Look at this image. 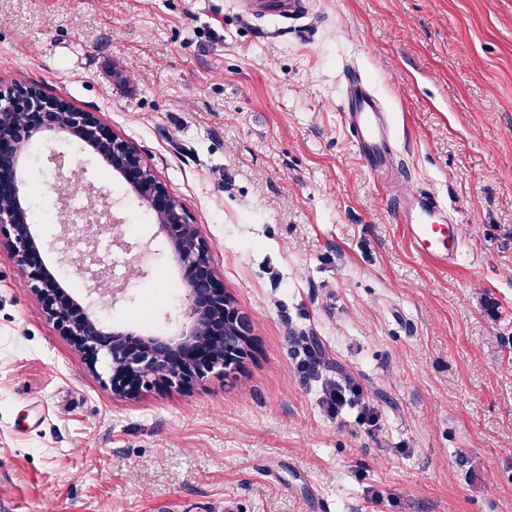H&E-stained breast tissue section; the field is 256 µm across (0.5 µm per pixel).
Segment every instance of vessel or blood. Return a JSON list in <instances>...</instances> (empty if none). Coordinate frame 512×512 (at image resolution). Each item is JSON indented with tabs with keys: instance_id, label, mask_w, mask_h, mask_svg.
<instances>
[{
	"instance_id": "b4317fda",
	"label": "vessel or blood",
	"mask_w": 512,
	"mask_h": 512,
	"mask_svg": "<svg viewBox=\"0 0 512 512\" xmlns=\"http://www.w3.org/2000/svg\"><path fill=\"white\" fill-rule=\"evenodd\" d=\"M344 120L354 150L371 173H381L395 152L392 131L380 101L360 80L350 82ZM446 214L431 193H416L402 205L406 239L419 256L434 265L448 264L458 251L459 241L444 222Z\"/></svg>"
}]
</instances>
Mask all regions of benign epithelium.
<instances>
[{
  "mask_svg": "<svg viewBox=\"0 0 512 512\" xmlns=\"http://www.w3.org/2000/svg\"><path fill=\"white\" fill-rule=\"evenodd\" d=\"M57 131L91 145L99 159L121 174L154 215L159 232L173 247L186 285L189 323L175 337L134 336L103 329L95 313L74 302L43 269L40 248L17 208L24 185L21 156L36 134ZM106 227L86 225L61 239L74 245L77 270L96 283L98 303L109 305L118 296L100 289L107 269L97 255V243ZM0 237L27 273L28 283L40 297L48 319L94 368L107 364L106 385L112 394L136 398L156 388H187L209 374L238 369L249 355V322L228 302L224 282L216 274L210 246L201 238L183 205L170 195L136 149L114 135L95 113L80 112L65 99L29 86L0 93ZM229 328L235 339L224 337Z\"/></svg>",
  "mask_w": 512,
  "mask_h": 512,
  "instance_id": "7a95c632",
  "label": "benign epithelium"
}]
</instances>
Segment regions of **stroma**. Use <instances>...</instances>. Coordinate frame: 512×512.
Returning a JSON list of instances; mask_svg holds the SVG:
<instances>
[{"label":"stroma","instance_id":"obj_1","mask_svg":"<svg viewBox=\"0 0 512 512\" xmlns=\"http://www.w3.org/2000/svg\"><path fill=\"white\" fill-rule=\"evenodd\" d=\"M0 0V88L40 85L130 141L188 211L247 316L251 357L187 390L114 397L46 317L0 246V512H512V0ZM376 92L399 184L373 177L343 118L346 76ZM147 274L98 312L177 336L169 244L124 180ZM430 190L458 232L455 264L421 259L401 195ZM66 291L62 230L32 221ZM320 360L303 372L305 347ZM379 414L325 402L337 373ZM382 494L374 503V494Z\"/></svg>","mask_w":512,"mask_h":512}]
</instances>
